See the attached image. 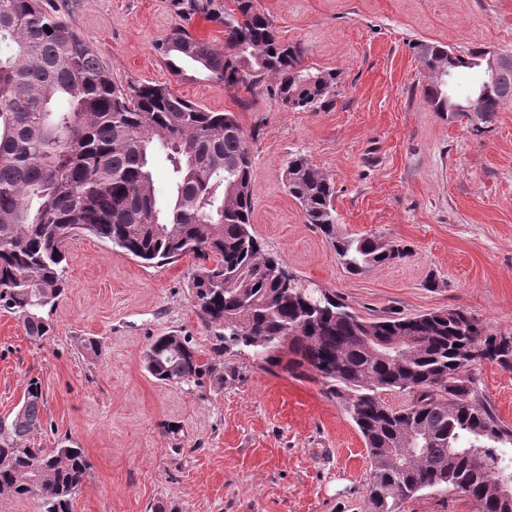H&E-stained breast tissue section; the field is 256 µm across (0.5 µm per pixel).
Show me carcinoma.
Segmentation results:
<instances>
[{"label": "carcinoma", "instance_id": "carcinoma-1", "mask_svg": "<svg viewBox=\"0 0 512 512\" xmlns=\"http://www.w3.org/2000/svg\"><path fill=\"white\" fill-rule=\"evenodd\" d=\"M174 0L181 20L155 50L174 73L199 64L211 81L243 88L296 111L333 103L336 73L304 65L305 47L281 39L256 0ZM204 15L224 25V51L191 35ZM412 49L442 78L425 94L436 112L468 118L482 133L512 100V68L500 71L476 117L459 113L456 88L476 85L483 49L467 56L439 43ZM323 78H317V74ZM257 130L234 112H213L156 84L120 86L85 40L38 0H0V306L29 339L51 332L50 313L66 288L65 244L92 235L149 264L193 254L211 264L192 274L193 300L215 352H246L261 366L313 379L342 402L371 462L369 512H397L425 489L470 498L477 512H512L500 492L512 474V428L479 393L484 361L512 370V333L494 334L464 308L414 317L363 318L345 304L278 277L282 262L252 232L251 183ZM162 156L172 172L163 204L151 168ZM288 194L305 223L322 233L351 275L412 256L404 243L336 235L335 190L303 154L288 161ZM288 343V361L281 345ZM148 373L164 384L203 377L188 337H156ZM407 396L400 408L380 392ZM45 406L29 379L19 414L0 419V494L39 495L45 512H69L89 472L85 452L64 439L30 445Z\"/></svg>", "mask_w": 512, "mask_h": 512}]
</instances>
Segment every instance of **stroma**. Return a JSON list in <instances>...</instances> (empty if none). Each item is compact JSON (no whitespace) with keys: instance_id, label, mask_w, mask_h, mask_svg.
Instances as JSON below:
<instances>
[{"instance_id":"stroma-1","label":"stroma","mask_w":512,"mask_h":512,"mask_svg":"<svg viewBox=\"0 0 512 512\" xmlns=\"http://www.w3.org/2000/svg\"><path fill=\"white\" fill-rule=\"evenodd\" d=\"M307 66L337 74L335 102L292 111L196 67L173 75L154 46L178 17L172 0H42L90 45L113 80L168 85L258 129L251 148L252 230L289 274L363 317L463 307L512 332V100L487 132L428 103L412 45L512 54V0H257ZM336 190L337 230L410 246L403 262L349 274L284 186L295 153ZM67 287L53 331L30 341L0 309V418L29 378L45 398L35 445L67 438L91 465L70 512H367L370 462L340 401L313 380L215 356L191 295L198 258L157 266L82 234L66 245ZM192 337L224 386L164 384L144 356L160 335ZM99 342L87 352L88 338ZM478 388L512 426V371L483 362ZM175 433H168V426Z\"/></svg>"}]
</instances>
